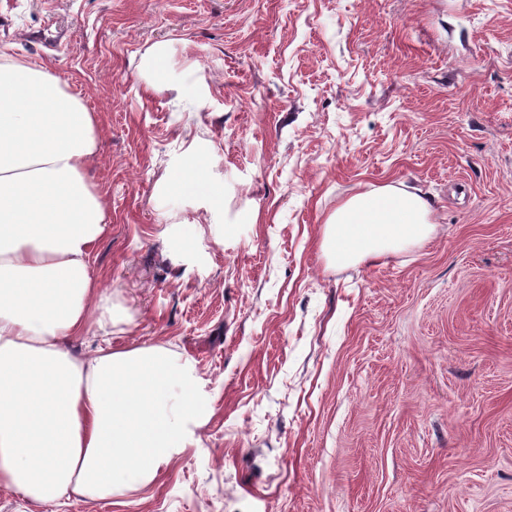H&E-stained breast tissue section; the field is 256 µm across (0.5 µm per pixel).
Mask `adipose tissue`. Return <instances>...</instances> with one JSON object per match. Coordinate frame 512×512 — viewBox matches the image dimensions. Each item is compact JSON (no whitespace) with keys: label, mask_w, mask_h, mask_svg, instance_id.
Masks as SVG:
<instances>
[{"label":"adipose tissue","mask_w":512,"mask_h":512,"mask_svg":"<svg viewBox=\"0 0 512 512\" xmlns=\"http://www.w3.org/2000/svg\"><path fill=\"white\" fill-rule=\"evenodd\" d=\"M97 147L65 80L0 58V485L43 504L150 486L197 411L193 374L169 350L112 345V296L91 270L110 222L89 177ZM432 213L421 193L385 186L339 205L323 244L340 264L378 257L427 241ZM94 328L95 350L74 354Z\"/></svg>","instance_id":"ef3b65f1"}]
</instances>
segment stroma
Returning a JSON list of instances; mask_svg holds the SVG:
<instances>
[{"instance_id": "stroma-1", "label": "stroma", "mask_w": 512, "mask_h": 512, "mask_svg": "<svg viewBox=\"0 0 512 512\" xmlns=\"http://www.w3.org/2000/svg\"><path fill=\"white\" fill-rule=\"evenodd\" d=\"M1 53L94 114L112 343L205 418L146 490L0 512H512V0H15ZM384 185L433 237L336 264Z\"/></svg>"}]
</instances>
